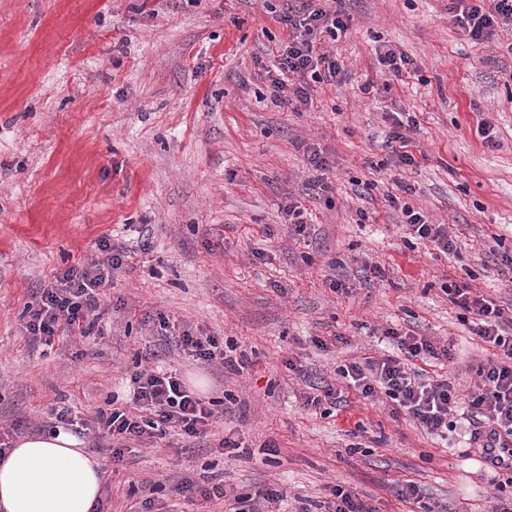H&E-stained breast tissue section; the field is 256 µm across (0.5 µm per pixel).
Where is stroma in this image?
<instances>
[{
  "label": "stroma",
  "mask_w": 512,
  "mask_h": 512,
  "mask_svg": "<svg viewBox=\"0 0 512 512\" xmlns=\"http://www.w3.org/2000/svg\"><path fill=\"white\" fill-rule=\"evenodd\" d=\"M282 5L0 0V425L36 434L61 408L92 420L107 396L127 395L139 355L177 370L216 420L208 442L172 434L119 465L87 435L109 512L148 497L156 512H208L202 498L176 496L187 478L234 495L279 487V512L329 500L336 485L380 512H407L396 490L409 479L429 507L489 512L467 415L447 438L429 435L358 397L337 369L392 354L385 331H409L451 347L453 360L424 369L464 394L473 365L492 356L444 287L468 284L512 313L501 261L512 253V24L474 41L448 0H345L348 29L321 41L342 81L314 84L293 112L273 101L264 73L287 37L274 15ZM386 45L411 67L380 65ZM370 82L376 91L363 93ZM393 112L418 121L414 165L387 146ZM315 148L330 169L310 166ZM318 180L326 192L314 191ZM366 182L373 190L359 194ZM389 194L447 225L456 251L413 237ZM104 235L126 255L91 337L33 347L23 323L35 290L98 260ZM373 265L383 277L364 280ZM158 313L214 336L243 368L194 365L154 335ZM327 385L347 408H303L304 394ZM225 437L236 447L217 449ZM268 441L278 455L261 453Z\"/></svg>",
  "instance_id": "1"
}]
</instances>
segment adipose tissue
<instances>
[{
  "label": "adipose tissue",
  "mask_w": 512,
  "mask_h": 512,
  "mask_svg": "<svg viewBox=\"0 0 512 512\" xmlns=\"http://www.w3.org/2000/svg\"><path fill=\"white\" fill-rule=\"evenodd\" d=\"M102 484L100 461L71 431L25 436L0 462V512H94Z\"/></svg>",
  "instance_id": "ef3b65f1"
}]
</instances>
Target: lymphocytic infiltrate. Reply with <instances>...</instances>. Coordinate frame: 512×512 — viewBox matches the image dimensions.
I'll use <instances>...</instances> for the list:
<instances>
[{
  "label": "lymphocytic infiltrate",
  "mask_w": 512,
  "mask_h": 512,
  "mask_svg": "<svg viewBox=\"0 0 512 512\" xmlns=\"http://www.w3.org/2000/svg\"><path fill=\"white\" fill-rule=\"evenodd\" d=\"M448 12L471 39L481 40L491 36L499 24L512 22V0H487L483 6L470 0H448ZM277 21L287 28V39L267 76L275 103L296 109L309 104L312 83L340 82L342 68L336 56L317 52L313 42L320 34L337 37L347 30L351 17L341 6L318 7L314 0H286ZM98 248L102 259L65 270L56 277L54 286L40 289L29 303L25 329L34 340L49 345L64 335L90 336L91 320L99 308L98 292L110 285L125 254L106 236L101 237ZM448 297L473 316L478 323L476 335L494 350L493 358L478 365L475 389L469 396H461L445 380L430 379L412 368V361L437 360L443 352L427 337L410 332L389 331L397 348L395 354L351 362L340 367L339 373L363 399L372 401L385 395L392 403V416L408 417L431 435L442 437L454 431L453 416L460 402H467L473 416L469 443L480 450L493 474L491 512H512V465H502L489 452L491 442L512 444V319L470 288L450 285ZM175 343L200 364L235 365L234 357L220 348L215 337L186 329L176 336ZM130 383L133 394L129 407L116 406L114 398H107L98 406L93 421L94 429L112 441L109 452L113 462H123L133 443L151 446L173 432L187 438L208 432L213 409L178 374L143 367L137 359L130 370ZM177 491L200 495L207 502L232 498L231 512H260L255 499L269 506L283 496L281 489L270 487L256 498L231 497L223 486H200L189 480Z\"/></svg>",
  "instance_id": "f902f5d3"
}]
</instances>
